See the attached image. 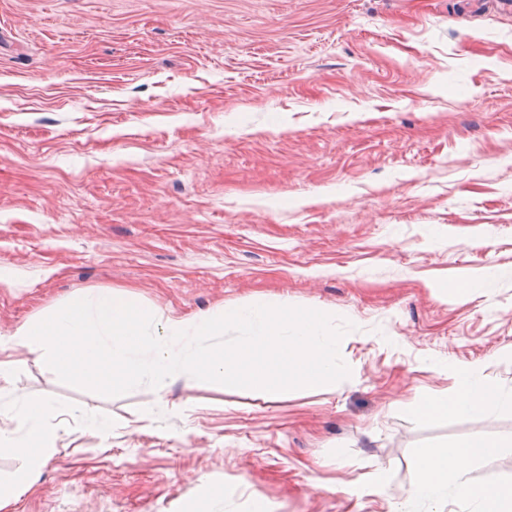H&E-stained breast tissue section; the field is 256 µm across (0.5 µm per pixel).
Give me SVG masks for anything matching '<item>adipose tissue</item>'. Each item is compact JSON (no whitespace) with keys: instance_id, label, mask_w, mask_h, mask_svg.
I'll list each match as a JSON object with an SVG mask.
<instances>
[{"instance_id":"obj_1","label":"adipose tissue","mask_w":512,"mask_h":512,"mask_svg":"<svg viewBox=\"0 0 512 512\" xmlns=\"http://www.w3.org/2000/svg\"><path fill=\"white\" fill-rule=\"evenodd\" d=\"M456 388L452 396L434 395L420 409L429 416H473L492 407L512 408V392L487 380L480 369L465 366L455 369ZM52 408L37 395H25L18 400L21 435L0 430V455L24 459L28 469L10 479H0V505L15 500L28 482V470L36 469L48 450L55 448L56 429L46 424ZM496 441L474 437L450 446H430L419 449L417 476L409 492L410 499L426 505V512H445L449 495L475 502V512H512V483L488 482L473 486L467 477L470 463L495 454Z\"/></svg>"}]
</instances>
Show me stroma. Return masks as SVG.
Returning a JSON list of instances; mask_svg holds the SVG:
<instances>
[{"instance_id":"1","label":"stroma","mask_w":512,"mask_h":512,"mask_svg":"<svg viewBox=\"0 0 512 512\" xmlns=\"http://www.w3.org/2000/svg\"><path fill=\"white\" fill-rule=\"evenodd\" d=\"M107 288L167 315L320 309L354 326L351 375L275 402L106 397L9 350L0 429L36 394L59 432L9 512H183L204 480L228 512L255 490L275 512H394L418 449L475 436L503 447L471 482L512 481V409L417 414L456 366L512 388V10L0 0V337ZM161 399L190 409L141 420Z\"/></svg>"}]
</instances>
